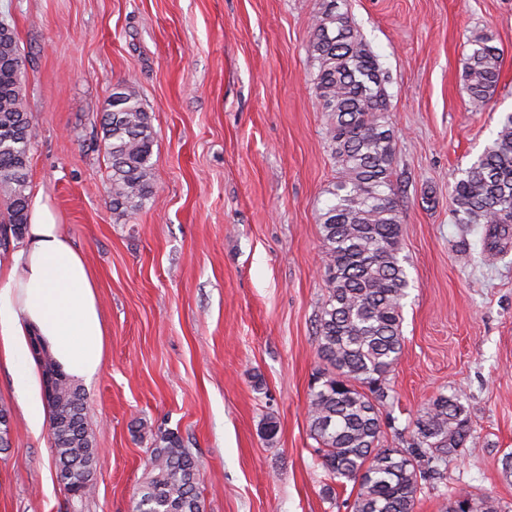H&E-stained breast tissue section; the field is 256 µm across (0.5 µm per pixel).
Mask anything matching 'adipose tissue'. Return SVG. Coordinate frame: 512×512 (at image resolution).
<instances>
[{"label": "adipose tissue", "mask_w": 512, "mask_h": 512, "mask_svg": "<svg viewBox=\"0 0 512 512\" xmlns=\"http://www.w3.org/2000/svg\"><path fill=\"white\" fill-rule=\"evenodd\" d=\"M37 333L62 370L76 379L99 371L103 332L95 285L82 254L48 205L35 203L25 243L0 266V335L5 357L18 369L23 410L29 428L41 432L47 422L42 375L25 351Z\"/></svg>", "instance_id": "1"}]
</instances>
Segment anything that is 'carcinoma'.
Wrapping results in <instances>:
<instances>
[{
  "mask_svg": "<svg viewBox=\"0 0 512 512\" xmlns=\"http://www.w3.org/2000/svg\"><path fill=\"white\" fill-rule=\"evenodd\" d=\"M307 51L327 137L337 163L333 201L319 214L327 298L317 324V354L328 372L310 392L308 425L329 479L359 484L354 512H413L423 483L443 477L438 462L474 442L457 390L434 397L413 421L416 437L391 446L381 409L389 405L388 376L403 345L408 279L399 258L401 211L394 175V131L389 123L388 76L347 13L324 0ZM498 48L481 34L470 41L464 82L474 112L484 111L499 81ZM25 65L14 30L0 22V214L15 239L29 214V165L34 134L25 104ZM102 131L110 164L112 210L135 213L155 196L154 131L135 91L118 84L106 103ZM457 223L485 228L484 258L512 237V113L493 142L461 172L450 191ZM44 387L51 409L49 432L57 479L72 498L92 492L97 454L85 419V394L39 338ZM150 470L136 493L135 512H202L199 467L174 432L151 449ZM446 512H505L491 495L451 500Z\"/></svg>",
  "mask_w": 512,
  "mask_h": 512,
  "instance_id": "carcinoma-1",
  "label": "carcinoma"
}]
</instances>
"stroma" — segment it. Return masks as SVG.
<instances>
[{"label": "stroma", "mask_w": 512, "mask_h": 512, "mask_svg": "<svg viewBox=\"0 0 512 512\" xmlns=\"http://www.w3.org/2000/svg\"><path fill=\"white\" fill-rule=\"evenodd\" d=\"M323 0H0L26 67L31 196L84 255L103 358L84 384L101 458L82 512H133L155 439L178 433L200 468L204 512H353L331 484L308 401L325 369L320 212L336 163L307 52ZM389 75L394 185L408 280L389 382L403 442L436 395L464 391L475 447L440 463L414 512L459 494L512 508V242L492 264L456 222L450 189L512 112V0H346ZM491 35L500 77L468 108V42ZM129 83L155 132V196L112 212L102 114ZM0 512H70L49 432L25 421L0 355ZM277 424L274 437L266 422Z\"/></svg>", "instance_id": "1"}]
</instances>
